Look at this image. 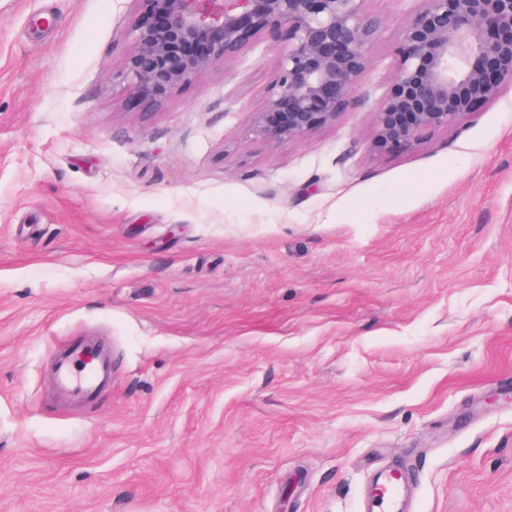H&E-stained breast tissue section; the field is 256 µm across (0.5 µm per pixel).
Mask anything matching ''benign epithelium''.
Wrapping results in <instances>:
<instances>
[{
	"mask_svg": "<svg viewBox=\"0 0 512 512\" xmlns=\"http://www.w3.org/2000/svg\"><path fill=\"white\" fill-rule=\"evenodd\" d=\"M122 75L146 108L201 80L262 34L285 30L288 47L250 133L268 144L302 142L347 111L382 22L367 0H135ZM405 23L389 86L373 112L372 149H416L512 85V0H422Z\"/></svg>",
	"mask_w": 512,
	"mask_h": 512,
	"instance_id": "benign-epithelium-1",
	"label": "benign epithelium"
}]
</instances>
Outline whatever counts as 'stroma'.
I'll use <instances>...</instances> for the list:
<instances>
[{
    "instance_id": "stroma-1",
    "label": "stroma",
    "mask_w": 512,
    "mask_h": 512,
    "mask_svg": "<svg viewBox=\"0 0 512 512\" xmlns=\"http://www.w3.org/2000/svg\"><path fill=\"white\" fill-rule=\"evenodd\" d=\"M420 7L367 0L347 112L271 145L283 32L148 113L133 0H0V512H365L392 465L412 512H512V87L375 154ZM76 352H69L60 359L59 377L66 387L89 396L93 394L100 380L108 373L110 359L106 353L99 351L97 360L86 365L85 370L81 368L82 375L75 378L73 368L75 365H79L75 358Z\"/></svg>"
}]
</instances>
